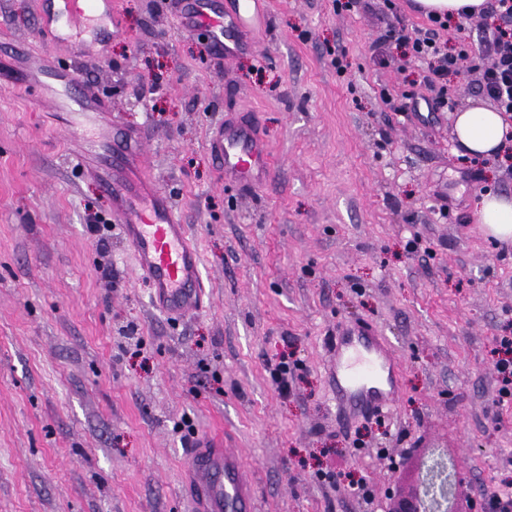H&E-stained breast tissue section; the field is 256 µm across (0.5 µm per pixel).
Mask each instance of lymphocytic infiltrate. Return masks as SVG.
Here are the masks:
<instances>
[{
	"instance_id": "f902f5d3",
	"label": "lymphocytic infiltrate",
	"mask_w": 512,
	"mask_h": 512,
	"mask_svg": "<svg viewBox=\"0 0 512 512\" xmlns=\"http://www.w3.org/2000/svg\"><path fill=\"white\" fill-rule=\"evenodd\" d=\"M485 10L492 14L496 25L482 36L478 48L459 45L449 51L439 38L445 23L441 18L431 20L430 27L415 28L388 25L385 36L379 37L370 46L375 63L385 67L390 63L385 45L389 38H396L405 47L411 60L427 70L431 83L447 81L450 73L458 72L462 62L471 55L485 57L486 65L477 69V90L496 106L498 111L512 115V0H487Z\"/></svg>"
}]
</instances>
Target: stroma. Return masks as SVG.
Segmentation results:
<instances>
[{
    "label": "stroma",
    "instance_id": "stroma-1",
    "mask_svg": "<svg viewBox=\"0 0 512 512\" xmlns=\"http://www.w3.org/2000/svg\"><path fill=\"white\" fill-rule=\"evenodd\" d=\"M42 8L0 0V512H196L202 441L239 454L257 512H382L388 490L416 485V465L399 479L391 462L421 434L447 442L483 512L512 481V395L494 367L512 336V242L480 233L475 203L512 196V176L497 157L469 176L423 68L396 48L373 64L383 0L340 15L333 0H262L228 60L174 0H117L90 55L41 33ZM46 56L139 135L143 176L199 253L197 312L154 310L118 230L88 229L112 200L96 158L71 165L66 115L30 96ZM407 91L416 111L400 109ZM222 123L264 139L271 181L225 185L207 147ZM350 321L381 330L401 370L377 414L336 411L328 342ZM284 355L302 362L285 397L269 373Z\"/></svg>",
    "mask_w": 512,
    "mask_h": 512
}]
</instances>
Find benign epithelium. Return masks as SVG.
Wrapping results in <instances>:
<instances>
[{"instance_id":"7a95c632","label":"benign epithelium","mask_w":512,"mask_h":512,"mask_svg":"<svg viewBox=\"0 0 512 512\" xmlns=\"http://www.w3.org/2000/svg\"><path fill=\"white\" fill-rule=\"evenodd\" d=\"M420 485L399 511L387 508L385 512H453L452 496L456 483L448 472V456L434 452L422 461Z\"/></svg>"}]
</instances>
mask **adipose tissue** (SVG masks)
I'll return each mask as SVG.
<instances>
[{
	"mask_svg": "<svg viewBox=\"0 0 512 512\" xmlns=\"http://www.w3.org/2000/svg\"><path fill=\"white\" fill-rule=\"evenodd\" d=\"M512 122L504 113L481 107H469L456 115L454 136L465 153L488 157L498 152ZM481 229L502 241L512 240V199L485 194L475 205Z\"/></svg>",
	"mask_w": 512,
	"mask_h": 512,
	"instance_id": "adipose-tissue-1",
	"label": "adipose tissue"
}]
</instances>
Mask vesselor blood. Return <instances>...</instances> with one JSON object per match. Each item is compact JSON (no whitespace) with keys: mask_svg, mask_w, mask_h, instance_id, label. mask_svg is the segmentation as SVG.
Masks as SVG:
<instances>
[{"mask_svg":"<svg viewBox=\"0 0 512 512\" xmlns=\"http://www.w3.org/2000/svg\"><path fill=\"white\" fill-rule=\"evenodd\" d=\"M47 33L64 41L73 32L88 31L81 50L93 47L92 36L115 13L100 14L98 0H56ZM189 30L217 29L218 54L231 56L235 33L242 31L252 13L254 0H237V9L227 14L213 0H182ZM46 80L56 84L54 105L58 111L76 114L69 129L80 154L91 151L100 135L112 144V175L103 186L112 196L122 237L129 243L140 277L150 285L153 307L170 319L196 312L204 293L197 250L188 239L186 225L180 224L161 188L139 175L143 155L139 138L114 129L103 119L102 104L91 92L73 94L78 79L52 66L44 71ZM210 148L224 170V180L239 187L258 188L273 174L270 153L264 140L244 126L221 127ZM328 377L336 392L340 412L378 411L391 407L399 395L396 359L385 336L366 323L354 322L342 329L331 350ZM192 483L190 495L198 512H256L255 489L244 474L240 457L223 448L195 447L190 451Z\"/></svg>","mask_w":512,"mask_h":512,"instance_id":"obj_1","label":"vessel or blood"}]
</instances>
